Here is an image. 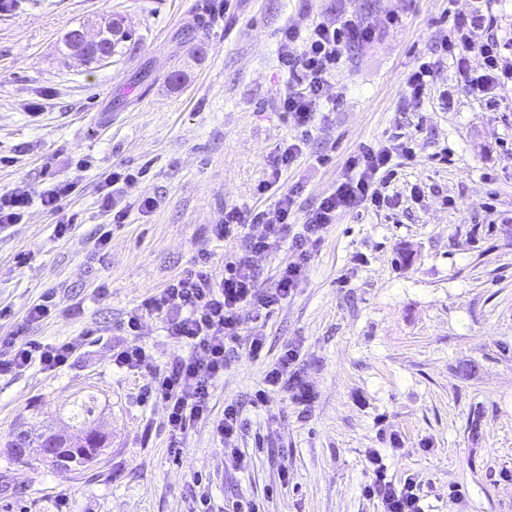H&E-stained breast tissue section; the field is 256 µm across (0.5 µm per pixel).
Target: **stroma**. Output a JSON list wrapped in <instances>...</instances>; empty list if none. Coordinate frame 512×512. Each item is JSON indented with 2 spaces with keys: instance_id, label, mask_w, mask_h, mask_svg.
<instances>
[{
  "instance_id": "1",
  "label": "stroma",
  "mask_w": 512,
  "mask_h": 512,
  "mask_svg": "<svg viewBox=\"0 0 512 512\" xmlns=\"http://www.w3.org/2000/svg\"><path fill=\"white\" fill-rule=\"evenodd\" d=\"M476 3L512 29V0H0V191L79 178L65 206L69 237H56L55 216L37 203L0 230V336L20 329L54 343L100 330L66 368L0 377V512H232L250 499L265 512H379L362 494L371 450L393 480L419 484L426 512H512V84L491 110L461 90L452 112L401 104L420 61L433 67L434 90L454 85L443 42L454 13ZM393 12L400 25H389ZM351 14L376 37L349 50L331 79L335 111L281 177L303 187L291 230L364 142L413 138L417 158L394 183L402 202L340 216L309 244L288 301L263 321L243 309L242 333L264 337L265 355L239 352L210 404L216 418L240 407L246 468H225L208 422L172 458L165 404L144 399L143 374L113 366L112 346L199 249L219 269L234 260L238 243L207 233L225 206L272 210L255 187L301 135L277 110L282 28ZM115 17L133 36L110 62L67 56L69 30L92 38ZM441 151L449 163L435 160ZM116 166L142 176L127 189V222L100 248V187ZM142 197L152 211L135 209ZM50 290L51 320L25 325ZM139 339L161 369L185 352L160 316L142 319ZM288 344L314 398L303 406L276 391L256 408ZM90 395L110 436L97 463L74 472L44 464L37 447L23 463L9 455L26 423L72 427Z\"/></svg>"
}]
</instances>
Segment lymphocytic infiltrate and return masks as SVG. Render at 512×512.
<instances>
[{"label":"lymphocytic infiltrate","mask_w":512,"mask_h":512,"mask_svg":"<svg viewBox=\"0 0 512 512\" xmlns=\"http://www.w3.org/2000/svg\"><path fill=\"white\" fill-rule=\"evenodd\" d=\"M494 19L474 9L454 15L448 34L447 51L463 90L474 100L494 106L495 92L512 83V32L493 34ZM374 31L349 15L336 23L315 22L307 30L294 26L283 28L277 48V60L287 73L288 81L278 100V110L297 127L311 128L319 112L335 104L328 93L330 78L344 62L351 45L371 42ZM306 138L286 143L275 157L268 178L258 183L256 191L275 199L273 212L248 213L240 207L226 208L212 225L216 240H239L241 251L234 261L216 270L213 256L202 250L190 267L169 279L163 288L148 295L139 313L129 316L124 330L126 342L112 348V363L147 376L145 397L162 400L166 405V428L176 441L198 423L212 420L213 429L224 445V459L233 468H241L245 454L239 446L244 421L235 404L224 407L221 418H212L210 400L224 368L240 349L260 357L265 340L260 336H243L241 311L251 308L255 319L268 317L290 298L305 277L310 253L308 243L318 241L339 216L359 209L388 208L398 200L387 188L397 166L413 162L416 154L410 140L386 143H363L350 153L344 173L335 188L320 198L309 211L300 232H292L291 220L296 211L298 188H281L283 172L303 156ZM133 176L124 170L113 171L101 188L109 210L111 225L102 229L97 242L107 244L112 226L124 224L128 211L116 198L131 184ZM78 189L75 178L66 177L44 188L39 196L15 188L0 193V229L21 223L32 202L58 217L55 232L65 237L70 224L63 217V204ZM287 242L294 259L281 266L274 287H261L252 264L255 255L268 252L280 242ZM167 315V331L182 343L184 355L165 369L154 365L146 346L138 342L141 318ZM82 337L75 336L55 344L20 340L12 333L0 337V376L16 375L38 364L56 371L67 367L80 352ZM299 359L298 348L287 345L263 378V389L255 393L257 404H266L269 392L283 390L300 404H308L313 387L299 380L293 367ZM370 475L364 497L377 501L381 512H425L423 498L415 481L398 483L388 475L383 456L370 452L365 458Z\"/></svg>","instance_id":"obj_1"}]
</instances>
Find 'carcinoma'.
<instances>
[{
    "label": "carcinoma",
    "mask_w": 512,
    "mask_h": 512,
    "mask_svg": "<svg viewBox=\"0 0 512 512\" xmlns=\"http://www.w3.org/2000/svg\"><path fill=\"white\" fill-rule=\"evenodd\" d=\"M132 35L112 24H107L94 40H88L81 28L66 33L64 45L69 54L82 58L87 63L98 62L99 53L116 52V45L122 39ZM96 398L90 397L77 405L73 418L79 426L74 432L58 433L39 425L31 424L29 428L19 432L10 441L11 448H28L33 444L45 449L43 460L48 465L60 469L81 470L95 463L108 446L107 437L92 427L91 418L96 411Z\"/></svg>",
    "instance_id": "1"
}]
</instances>
